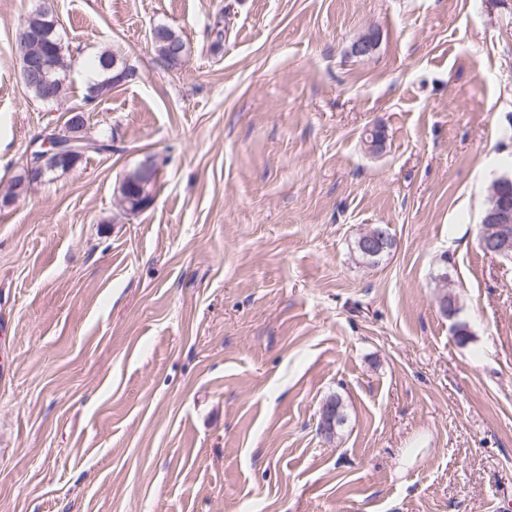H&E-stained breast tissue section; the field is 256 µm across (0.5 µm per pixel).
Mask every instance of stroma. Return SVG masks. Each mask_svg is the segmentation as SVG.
Masks as SVG:
<instances>
[{
	"instance_id": "1",
	"label": "stroma",
	"mask_w": 512,
	"mask_h": 512,
	"mask_svg": "<svg viewBox=\"0 0 512 512\" xmlns=\"http://www.w3.org/2000/svg\"><path fill=\"white\" fill-rule=\"evenodd\" d=\"M35 4L0 0V187L80 105L112 150L0 209V512H512V262L479 246L512 0H57L48 103L19 74ZM112 45L138 77L85 103ZM157 27L164 29L162 37L157 41H152L158 58L171 66L177 64L181 59L178 61L172 60L169 56V50L172 45L177 43L185 45L183 39L174 29L168 26L158 25ZM153 170L154 165L152 164V161L146 160L142 163L140 167L141 180L138 182V191L135 195L128 194V197L125 196L124 202L122 200V197L124 196L123 185H119L120 187H118V190L120 188V191L118 196V204L120 207H123L124 204L127 209L134 208L137 211L139 209L140 200H147L151 202L147 197L151 194ZM393 241V237L390 232L383 231L381 229L370 228L369 230L360 234L357 238V246L355 241V250L362 257V259L369 261L373 264L377 263L381 257L387 254L388 251H384L388 245ZM367 257L377 256L374 258H365L358 249ZM384 251V252H383Z\"/></svg>"
}]
</instances>
